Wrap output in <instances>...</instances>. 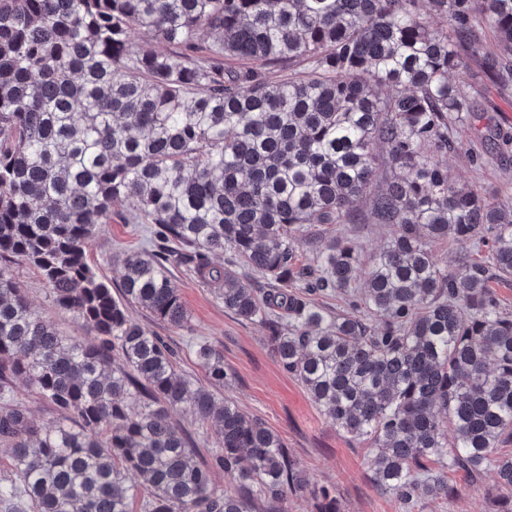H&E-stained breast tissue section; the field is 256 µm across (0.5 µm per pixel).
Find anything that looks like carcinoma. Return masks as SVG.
<instances>
[{
    "instance_id": "1",
    "label": "carcinoma",
    "mask_w": 512,
    "mask_h": 512,
    "mask_svg": "<svg viewBox=\"0 0 512 512\" xmlns=\"http://www.w3.org/2000/svg\"><path fill=\"white\" fill-rule=\"evenodd\" d=\"M429 5L437 27L419 0H0V445L12 454L0 503L281 512L303 493L313 512H341L279 434L216 399L231 378L219 348L197 345L203 385L130 318L139 307L186 327L172 274L184 268L265 325L281 369L336 428L379 449L375 479L403 512L460 496L433 461L475 483L493 471L494 512H512V453L498 451L512 438V311L489 285L512 278V194L460 188L439 161L482 119L448 83L482 33L495 50L480 67L512 81V0ZM125 205L160 245L122 255L116 298L87 251ZM366 213L394 228L367 258L342 232ZM312 224L326 242L308 262ZM450 239L486 261L448 269L429 243ZM23 262L87 339L30 307ZM19 379L56 425L31 419ZM178 409L215 427L211 461ZM216 468L236 492L215 491Z\"/></svg>"
}]
</instances>
